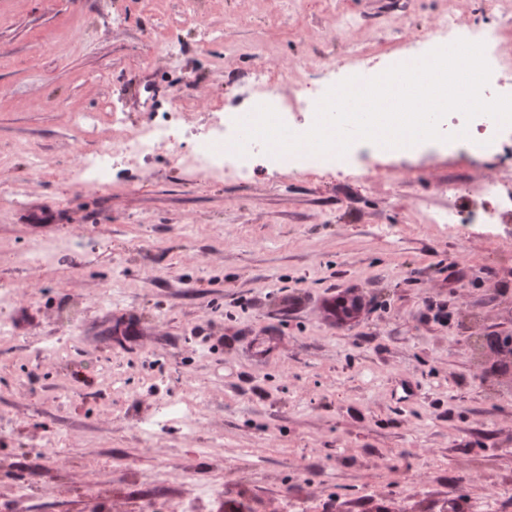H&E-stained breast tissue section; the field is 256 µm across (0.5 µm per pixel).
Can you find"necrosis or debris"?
Instances as JSON below:
<instances>
[{"instance_id":"1","label":"necrosis or debris","mask_w":512,"mask_h":512,"mask_svg":"<svg viewBox=\"0 0 512 512\" xmlns=\"http://www.w3.org/2000/svg\"><path fill=\"white\" fill-rule=\"evenodd\" d=\"M480 41L492 73L484 98L512 95V0H485L483 13L468 17L443 14L434 18L424 34H413L390 43L384 53L387 65L413 61L436 47L457 39ZM291 69L267 65L255 58L248 81L241 93L242 108L232 111L214 107L206 129L191 125L179 112L147 113L134 128H127L126 115L116 112L112 124L121 135L112 144L81 147L66 170L65 177L78 189L106 188L112 183L117 168L132 171L164 151L176 152L189 183L202 180H224L247 187L271 176L288 173L311 176L325 170H344L354 155H316L300 152L283 156L270 155L263 142L248 143L245 155L230 149L239 137V120L251 118L258 105L271 106L294 133L307 132L315 120L316 105L327 91L326 86L305 91L289 87ZM468 138H459L460 130ZM442 133L452 135V147L462 151L470 163L495 169L478 189H471L462 178L449 180L446 191L448 206L429 213V224H445L460 231L473 224L485 235L500 238L512 236V183L503 179L512 173V126L498 127L487 115L465 120L461 113L447 115L440 124ZM469 198L470 208L461 211L458 201ZM203 403L193 398L166 396L158 398L151 414L135 418L134 427L144 447H157L169 428L178 429L183 438L194 442L202 427ZM238 458L228 457L222 469L205 480L195 482L189 499L159 505L148 497L126 495L123 487L101 494L102 512H112L113 499H121L123 512H204L206 501L224 490L225 471L235 469Z\"/></svg>"}]
</instances>
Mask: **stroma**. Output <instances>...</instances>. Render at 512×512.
<instances>
[{
	"mask_svg": "<svg viewBox=\"0 0 512 512\" xmlns=\"http://www.w3.org/2000/svg\"><path fill=\"white\" fill-rule=\"evenodd\" d=\"M448 0H336L349 38L331 42L322 9L291 0H0V281L39 286L13 313L0 344V464L47 467L66 437L67 481L106 489L136 473L135 491L185 495L192 443L172 435L143 447L102 400L121 375L140 409L147 372L169 392H208L201 441L246 464L226 477L207 512L250 495L274 512L283 490L307 494L310 512H439L461 488L462 512H478L489 476L512 477V374L500 375L489 336H512V238L462 236L415 222L442 209L439 186L468 170L435 150L392 158L379 181L338 174L258 182L187 184L179 164L156 157L134 184L74 191L64 173L72 149L112 141L111 111L136 123L151 103L170 109L179 86L194 121L206 103L233 99L256 48L281 64L303 56L296 85L326 60L346 57L371 33L405 34ZM220 41L202 44L204 29ZM171 40L172 56L146 33ZM72 112H95L93 133ZM39 155L45 172L29 171ZM86 233L83 247L35 273L22 254L43 234ZM122 289L119 308L99 289ZM355 299L340 321L334 300ZM68 335L70 354L45 364L38 346ZM86 380L74 378L75 370ZM412 383L404 396L403 383ZM414 472L417 482L403 483ZM0 478V512H96L90 497L59 489L38 509Z\"/></svg>",
	"mask_w": 512,
	"mask_h": 512,
	"instance_id": "stroma-1",
	"label": "stroma"
}]
</instances>
